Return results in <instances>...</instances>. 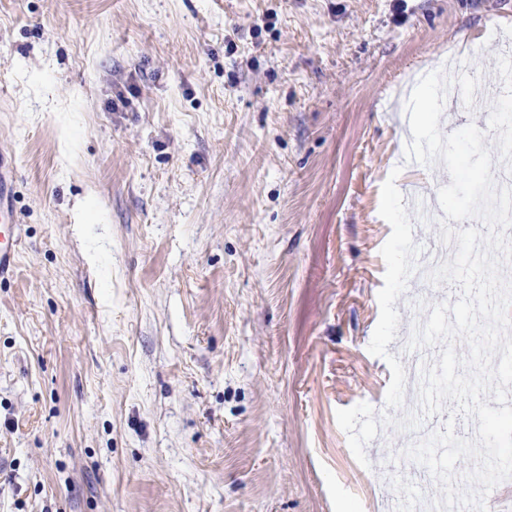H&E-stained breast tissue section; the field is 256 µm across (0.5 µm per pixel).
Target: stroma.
<instances>
[{
	"instance_id": "stroma-1",
	"label": "stroma",
	"mask_w": 512,
	"mask_h": 512,
	"mask_svg": "<svg viewBox=\"0 0 512 512\" xmlns=\"http://www.w3.org/2000/svg\"><path fill=\"white\" fill-rule=\"evenodd\" d=\"M508 43L512 0H0V512H390L402 433L336 420L386 411L381 187L450 184L402 107ZM13 178V167H6L0 162V279L14 272L20 253L19 227L14 224L6 192Z\"/></svg>"
}]
</instances>
